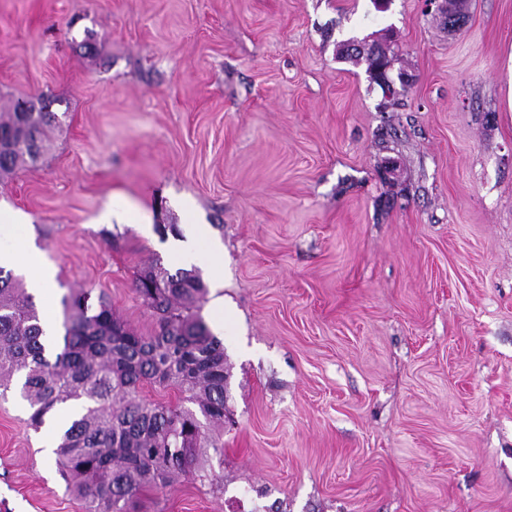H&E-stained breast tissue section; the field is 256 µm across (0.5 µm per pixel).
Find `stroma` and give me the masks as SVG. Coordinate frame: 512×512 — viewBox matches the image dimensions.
I'll use <instances>...</instances> for the list:
<instances>
[{
	"mask_svg": "<svg viewBox=\"0 0 512 512\" xmlns=\"http://www.w3.org/2000/svg\"><path fill=\"white\" fill-rule=\"evenodd\" d=\"M0 0V113L60 121L0 174L56 302L176 273L207 225L200 315L229 372L224 447L130 512H512V0ZM352 40L389 47L386 97ZM141 224H102L112 203ZM18 387L0 512H85Z\"/></svg>",
	"mask_w": 512,
	"mask_h": 512,
	"instance_id": "35a3bbf8",
	"label": "stroma"
}]
</instances>
